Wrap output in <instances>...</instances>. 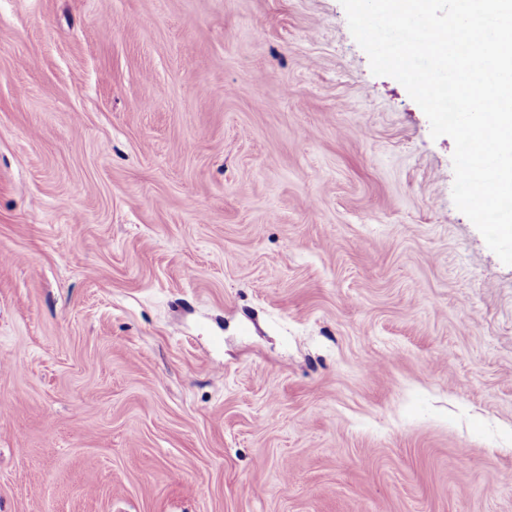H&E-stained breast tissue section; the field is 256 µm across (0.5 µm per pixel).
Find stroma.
<instances>
[{
  "instance_id": "obj_1",
  "label": "stroma",
  "mask_w": 512,
  "mask_h": 512,
  "mask_svg": "<svg viewBox=\"0 0 512 512\" xmlns=\"http://www.w3.org/2000/svg\"><path fill=\"white\" fill-rule=\"evenodd\" d=\"M340 0H0V512H512V266Z\"/></svg>"
}]
</instances>
